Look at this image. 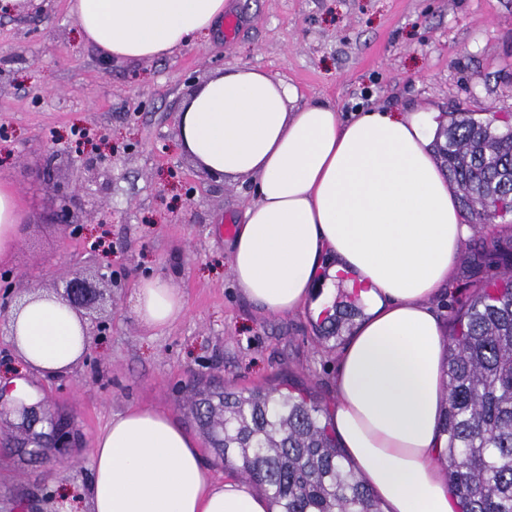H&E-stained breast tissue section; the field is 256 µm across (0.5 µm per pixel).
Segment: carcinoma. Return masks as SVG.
<instances>
[{"instance_id": "cac0c4a2", "label": "carcinoma", "mask_w": 512, "mask_h": 512, "mask_svg": "<svg viewBox=\"0 0 512 512\" xmlns=\"http://www.w3.org/2000/svg\"><path fill=\"white\" fill-rule=\"evenodd\" d=\"M461 192L467 221L491 225L512 214V113L495 123L479 112L448 113L433 143ZM493 272L460 303L447 354L441 438L445 475L459 512H512V241L495 248ZM213 447L278 512H381L344 462L327 409L310 396L224 389L198 404Z\"/></svg>"}]
</instances>
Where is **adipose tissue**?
I'll return each mask as SVG.
<instances>
[{
    "mask_svg": "<svg viewBox=\"0 0 512 512\" xmlns=\"http://www.w3.org/2000/svg\"><path fill=\"white\" fill-rule=\"evenodd\" d=\"M226 0H71L84 41L108 59L152 60L208 35ZM296 89L248 67L213 73L182 102L180 148L210 174L248 181L237 225L234 284L271 315L319 311L324 259L359 285L363 315L338 352L334 424L385 512H454L440 470L445 326L433 297L473 236L430 145L435 112L371 110L341 120L335 105H298ZM24 208L0 182V256ZM133 313L162 331L186 301L161 275L143 278ZM20 363L43 378L69 372L87 348L76 314L33 296L9 319ZM90 512H271L236 475L216 480L198 440L169 412L133 406L94 442Z\"/></svg>",
    "mask_w": 512,
    "mask_h": 512,
    "instance_id": "1",
    "label": "adipose tissue"
}]
</instances>
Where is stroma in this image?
I'll return each mask as SVG.
<instances>
[{
  "instance_id": "stroma-1",
  "label": "stroma",
  "mask_w": 512,
  "mask_h": 512,
  "mask_svg": "<svg viewBox=\"0 0 512 512\" xmlns=\"http://www.w3.org/2000/svg\"><path fill=\"white\" fill-rule=\"evenodd\" d=\"M238 21L194 46L152 60L104 62L86 45L69 0H35L25 14L0 9V180L27 212L0 270L23 294L51 291L60 275L111 263L122 285L112 295V330L92 341L88 362L53 378L26 373L8 331L0 332V403L22 378L40 399L37 431L66 426L72 447L32 453L15 426L0 424V512H86L79 491L92 475L97 433L133 405L169 411L199 440L216 479L224 457L196 418L203 392L248 390L288 380L321 405L336 402L335 341L308 312L267 315L234 286L232 225L252 197L248 183L203 173L180 149L184 97L218 69L246 66L295 86L303 103L327 100L341 118L357 109L512 112V0H231ZM110 138V169L91 180L60 165L51 181L82 182L77 212L89 234L52 224L58 201L38 172L47 157H74L76 132ZM500 225L476 226L443 298L476 292ZM164 276L186 300L185 316L159 332L132 313L140 279Z\"/></svg>"
}]
</instances>
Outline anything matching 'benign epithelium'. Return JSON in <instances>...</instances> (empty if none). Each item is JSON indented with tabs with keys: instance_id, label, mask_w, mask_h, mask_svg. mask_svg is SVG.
I'll list each match as a JSON object with an SVG mask.
<instances>
[{
	"instance_id": "benign-epithelium-1",
	"label": "benign epithelium",
	"mask_w": 512,
	"mask_h": 512,
	"mask_svg": "<svg viewBox=\"0 0 512 512\" xmlns=\"http://www.w3.org/2000/svg\"><path fill=\"white\" fill-rule=\"evenodd\" d=\"M60 205L54 212V223L60 225L72 235L82 231L76 208L80 201L82 188L75 184L70 186L53 185ZM118 287L112 277V268L97 266L84 272L77 271L62 281V286L54 288L55 295L66 303L79 317L84 335L106 336L112 329V318L105 315L106 308L112 306V289ZM19 287L12 281L0 282V318L8 315L12 305L20 303ZM37 412L30 407L24 412L21 426L28 432L27 441L35 448H54L62 454L68 448L64 432L56 428L49 433H35L31 423L36 421Z\"/></svg>"
}]
</instances>
